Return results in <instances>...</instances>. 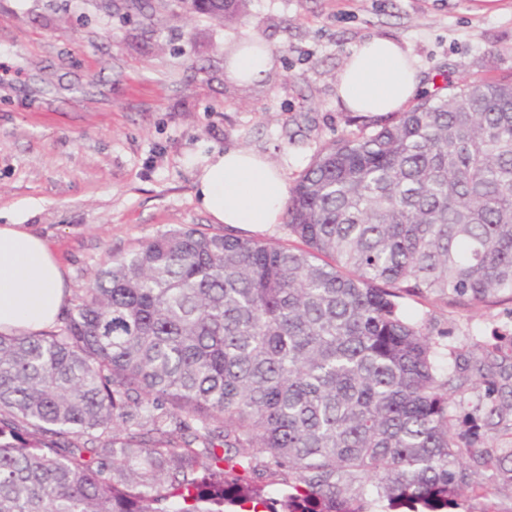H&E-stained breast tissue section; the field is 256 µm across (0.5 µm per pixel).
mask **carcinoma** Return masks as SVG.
<instances>
[{
	"mask_svg": "<svg viewBox=\"0 0 512 512\" xmlns=\"http://www.w3.org/2000/svg\"><path fill=\"white\" fill-rule=\"evenodd\" d=\"M374 119L290 187L300 245L166 230L58 329L0 334V512H223L199 473L226 468L288 478V512H456L481 463L512 487V448L458 444L448 386L467 378L401 305L512 301V82Z\"/></svg>",
	"mask_w": 512,
	"mask_h": 512,
	"instance_id": "cac0c4a2",
	"label": "carcinoma"
}]
</instances>
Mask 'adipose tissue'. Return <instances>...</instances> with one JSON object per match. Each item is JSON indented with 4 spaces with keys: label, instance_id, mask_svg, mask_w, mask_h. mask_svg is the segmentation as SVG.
<instances>
[{
    "label": "adipose tissue",
    "instance_id": "adipose-tissue-1",
    "mask_svg": "<svg viewBox=\"0 0 512 512\" xmlns=\"http://www.w3.org/2000/svg\"><path fill=\"white\" fill-rule=\"evenodd\" d=\"M416 61L387 37L354 48L336 91L353 112H395L415 95ZM203 210L232 227L278 223L285 204L280 171L261 155L230 149L207 158L197 177ZM66 296L64 270L48 242L23 224H0V332L34 333L51 325Z\"/></svg>",
    "mask_w": 512,
    "mask_h": 512
}]
</instances>
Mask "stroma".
<instances>
[{
	"mask_svg": "<svg viewBox=\"0 0 512 512\" xmlns=\"http://www.w3.org/2000/svg\"><path fill=\"white\" fill-rule=\"evenodd\" d=\"M474 0H247L234 20L178 0H0V224H26L66 269L76 303L112 255L179 227L221 226L197 203L203 160L228 149L266 156L295 180L327 143L363 121L336 99L346 56L395 39L420 68L418 94L512 79V11ZM259 38L272 64L234 83L226 58ZM407 313L454 370L512 355V302L474 309L409 298ZM486 385L448 393L455 428L477 448H512L472 406Z\"/></svg>",
	"mask_w": 512,
	"mask_h": 512,
	"instance_id": "1",
	"label": "stroma"
}]
</instances>
